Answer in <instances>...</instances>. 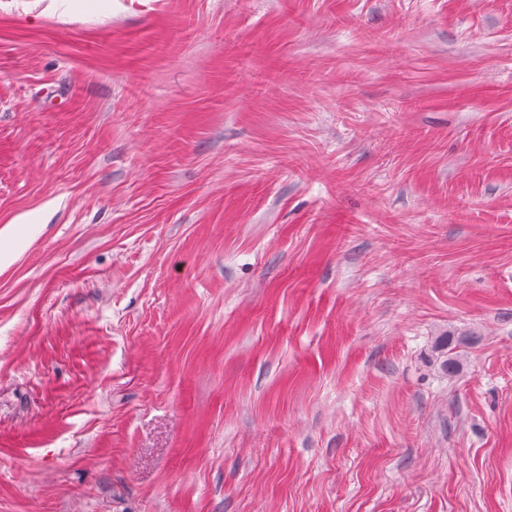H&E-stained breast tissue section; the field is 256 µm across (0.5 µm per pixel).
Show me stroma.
Returning a JSON list of instances; mask_svg holds the SVG:
<instances>
[{"label":"stroma","instance_id":"1","mask_svg":"<svg viewBox=\"0 0 512 512\" xmlns=\"http://www.w3.org/2000/svg\"><path fill=\"white\" fill-rule=\"evenodd\" d=\"M1 253L0 512H512V0H0ZM467 342V336L455 337L454 335L443 336L438 340L436 349L442 357L440 365L444 372L453 374L458 370L459 362L457 356L452 352V350L460 345H465Z\"/></svg>","mask_w":512,"mask_h":512}]
</instances>
